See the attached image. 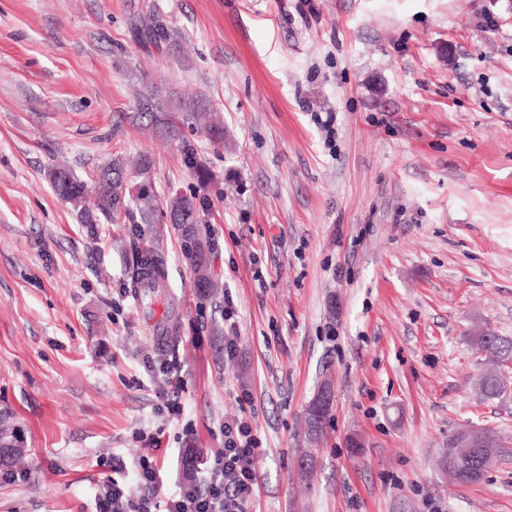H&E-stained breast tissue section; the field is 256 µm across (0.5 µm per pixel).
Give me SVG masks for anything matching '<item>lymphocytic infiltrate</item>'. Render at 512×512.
Returning a JSON list of instances; mask_svg holds the SVG:
<instances>
[{"label":"lymphocytic infiltrate","mask_w":512,"mask_h":512,"mask_svg":"<svg viewBox=\"0 0 512 512\" xmlns=\"http://www.w3.org/2000/svg\"><path fill=\"white\" fill-rule=\"evenodd\" d=\"M224 443L200 471L198 481L167 493L162 469L151 453H142L134 479L107 478L94 498L93 512H252L259 491L256 440L244 418L225 421Z\"/></svg>","instance_id":"f902f5d3"}]
</instances>
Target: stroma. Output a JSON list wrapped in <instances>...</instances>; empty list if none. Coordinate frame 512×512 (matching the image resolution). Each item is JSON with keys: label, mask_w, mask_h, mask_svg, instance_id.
<instances>
[{"label": "stroma", "mask_w": 512, "mask_h": 512, "mask_svg": "<svg viewBox=\"0 0 512 512\" xmlns=\"http://www.w3.org/2000/svg\"><path fill=\"white\" fill-rule=\"evenodd\" d=\"M137 9L179 49L141 50ZM140 94L219 113L232 151L142 129ZM116 155L149 156L159 198L208 195L235 329L199 302L165 218L141 227L166 262L149 319L127 232L90 236L55 194L56 163L88 182ZM159 321L178 324L161 343ZM476 324L512 336V0H0V414L24 448L17 481L0 467V512H91L104 478L132 481L141 430L175 489L183 449L209 460L244 408L255 512H512V393H476ZM325 374L335 408L304 485ZM161 387L179 418L158 413ZM467 426L504 446L460 486L439 456Z\"/></svg>", "instance_id": "stroma-1"}]
</instances>
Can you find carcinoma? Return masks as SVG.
Returning <instances> with one entry per match:
<instances>
[{
  "instance_id": "1",
  "label": "carcinoma",
  "mask_w": 512,
  "mask_h": 512,
  "mask_svg": "<svg viewBox=\"0 0 512 512\" xmlns=\"http://www.w3.org/2000/svg\"><path fill=\"white\" fill-rule=\"evenodd\" d=\"M128 29L133 40L147 53L170 51L177 46V39L154 13L133 14L128 18ZM158 103L153 98L144 99L137 118L152 124H161L168 136L178 139L182 125L189 121L200 125L201 131L211 144L222 148L229 146L224 124L215 120L204 110L187 112L179 121H170L156 113ZM133 168L136 178L125 176L126 168ZM152 161L146 156L133 160L115 157L112 163L100 168L95 191L62 166L49 170V178L56 195L77 209L91 233L102 220L124 219L126 224H151L157 211V194L152 186ZM167 216L173 229L181 239L183 260L194 275V286L199 300L208 302L217 293L213 272V243L201 229L206 200L197 195L187 196L181 192L170 194L166 200ZM166 287L164 257L159 244L139 241L131 257L127 288L141 295L147 313L153 312L155 295ZM472 347L487 356L492 369L480 376L477 389L485 399H497L503 395L499 383V371L508 361L512 362V336L491 334L485 339L476 332L471 337ZM21 453L18 429L7 415L0 416V465L9 462ZM493 457L491 453H468L463 456H441V465L448 478L457 484H471L483 479L486 466Z\"/></svg>"
}]
</instances>
